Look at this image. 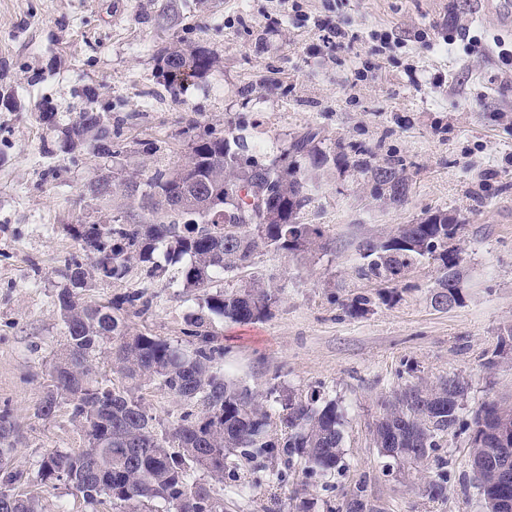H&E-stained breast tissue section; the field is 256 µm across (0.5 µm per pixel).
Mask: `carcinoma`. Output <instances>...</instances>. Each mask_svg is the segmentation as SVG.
Returning a JSON list of instances; mask_svg holds the SVG:
<instances>
[{
  "instance_id": "carcinoma-1",
  "label": "carcinoma",
  "mask_w": 512,
  "mask_h": 512,
  "mask_svg": "<svg viewBox=\"0 0 512 512\" xmlns=\"http://www.w3.org/2000/svg\"><path fill=\"white\" fill-rule=\"evenodd\" d=\"M176 0H168L157 24L173 28ZM157 56L168 76L169 90L207 73L216 63L206 46L162 47ZM41 119L70 149L89 147L102 158L116 157L120 144L112 118L86 110L67 124L55 120L53 108L41 107ZM314 128L290 134L279 153L267 156L240 133V128L211 130L189 144L185 164L193 177L179 170L155 169L143 183L117 171L91 181L87 192L96 200L121 197L112 208V223L81 224L75 230L83 249L94 255L86 267L77 258L60 271L57 301L66 344L53 358L52 384L36 409L46 420L65 404L84 431L85 448L53 451L40 466L41 481H63L89 503L112 504L118 512H152L149 502L163 500L170 512H224V496L202 482L200 473L217 483L235 475L229 459L256 460L277 456L279 481L295 465L309 474L326 475L342 466L343 414L331 399L294 393L278 400L288 429L280 442L269 439V413L248 388L228 380L219 367L224 346L207 330L201 316L189 319L192 350L160 336L129 331L127 316L148 310L153 299L135 290L105 305L80 300L75 289L96 280H120L135 261L145 277L165 276L155 259L163 248L168 259L190 257L176 286L197 291L214 316L238 323L266 318L278 296L257 277L237 288L223 287L228 275L254 264L260 255L316 253L327 249L318 224L302 215L315 203L322 182L348 168L373 184V194L394 204L408 192L404 160L379 157L362 145L336 144L328 151ZM465 219L438 211L413 224H402L384 239L362 240L357 275L384 284L406 279L426 259L438 264L431 292L434 305L462 300L463 258L448 247ZM109 345L112 367L130 386L117 390L93 379L103 345ZM158 383L201 415L169 430L158 427L136 395L140 382ZM464 383L457 377L431 387L408 385L397 390L376 424L373 440L381 453L409 466H419L441 447L450 431L471 430L470 461L486 512L495 502L512 498V483L498 478L493 459L501 448L499 435L512 436V401L482 404L473 425L460 416ZM12 424L0 415V512H40L38 501L15 493L22 474L10 463Z\"/></svg>"
}]
</instances>
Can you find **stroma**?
<instances>
[{
    "label": "stroma",
    "instance_id": "stroma-1",
    "mask_svg": "<svg viewBox=\"0 0 512 512\" xmlns=\"http://www.w3.org/2000/svg\"><path fill=\"white\" fill-rule=\"evenodd\" d=\"M166 0H0V411L13 424L11 463L21 494L42 512H113L71 487H48L39 469L53 450L75 451L82 429L67 406L44 421L35 412L51 383V358L64 343L57 292L66 259L80 247L69 228L108 224L112 205L85 195L91 179L117 166L148 174L175 169L207 129L242 124L262 152L286 133L318 126L325 146L360 143L407 163L405 203L372 195L356 172L330 178L303 221L329 243L315 254L258 257L240 281L280 288L270 316L255 324L211 318L224 346L226 377L264 396L269 432H285L276 396L336 400L343 413L345 467L326 476L297 471L272 480L279 458H263L260 487L224 483L225 512H486L469 462V435L452 431L434 461L394 469L372 431L399 387L464 381L462 417L512 397V70L497 44L512 40L483 0H179L175 31L159 28ZM342 28L337 48L323 46ZM201 44L215 66L177 92L166 88L156 53L171 39ZM454 46H447V39ZM91 109L121 118L120 163L69 153L40 118ZM466 220L450 247L463 257L465 299L435 307L436 265L426 260L397 285L357 277L356 238L383 236L426 214ZM151 309L132 329L185 344L196 293L168 280L148 286ZM138 394L163 425L187 404L157 383ZM445 471L439 497L426 485Z\"/></svg>",
    "mask_w": 512,
    "mask_h": 512
}]
</instances>
